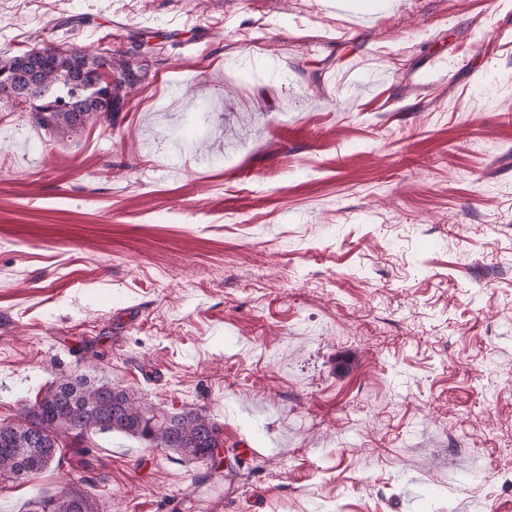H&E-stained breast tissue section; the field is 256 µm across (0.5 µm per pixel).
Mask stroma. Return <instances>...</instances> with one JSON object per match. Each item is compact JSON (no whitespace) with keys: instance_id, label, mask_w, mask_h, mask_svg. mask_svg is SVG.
I'll return each instance as SVG.
<instances>
[{"instance_id":"35a3bbf8","label":"stroma","mask_w":512,"mask_h":512,"mask_svg":"<svg viewBox=\"0 0 512 512\" xmlns=\"http://www.w3.org/2000/svg\"><path fill=\"white\" fill-rule=\"evenodd\" d=\"M139 29L111 125L0 111V420L93 362L231 467L97 433L0 512H512V0H0V59ZM32 512H100L96 500L77 489H69L35 504Z\"/></svg>"}]
</instances>
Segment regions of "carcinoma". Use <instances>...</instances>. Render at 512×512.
I'll use <instances>...</instances> for the list:
<instances>
[{
	"instance_id": "carcinoma-1",
	"label": "carcinoma",
	"mask_w": 512,
	"mask_h": 512,
	"mask_svg": "<svg viewBox=\"0 0 512 512\" xmlns=\"http://www.w3.org/2000/svg\"><path fill=\"white\" fill-rule=\"evenodd\" d=\"M161 47L148 32H135L131 47L120 57L105 51L96 56L59 45L34 48L0 60V109L28 103L38 126L58 132H76L89 121L112 124V113L122 111L127 97L142 81L146 59H156ZM111 69L127 80L105 87L91 73ZM120 433L148 448L171 451L183 459L210 465L220 473L221 428L203 408L176 413L156 410L132 389L112 386L90 373L62 374L43 396L22 404L8 422H0V480L33 478L52 463L62 464L70 454L86 456L82 447L90 434ZM32 512H100L96 500L69 489L35 504Z\"/></svg>"
}]
</instances>
